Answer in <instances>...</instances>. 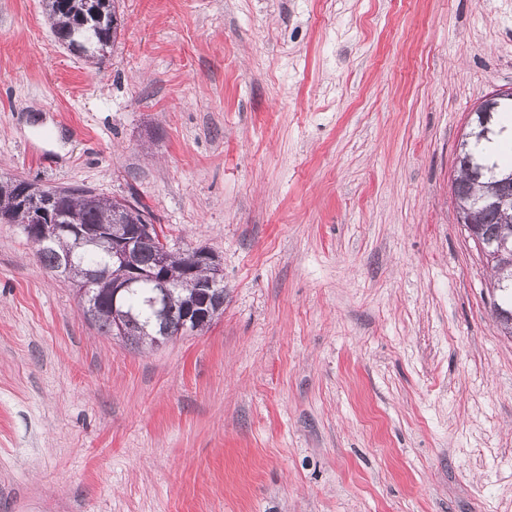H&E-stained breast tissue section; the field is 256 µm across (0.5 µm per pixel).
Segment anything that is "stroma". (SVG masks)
<instances>
[{
	"label": "stroma",
	"mask_w": 512,
	"mask_h": 512,
	"mask_svg": "<svg viewBox=\"0 0 512 512\" xmlns=\"http://www.w3.org/2000/svg\"><path fill=\"white\" fill-rule=\"evenodd\" d=\"M0 0V174L139 200L224 271L134 349L0 223V512H512V338L457 146L512 0ZM45 11L54 34L59 42L80 48L88 57L101 54L117 36L118 24H115L116 11L114 0H44ZM95 2L99 9L98 17L91 16ZM88 4L90 6L88 7ZM90 53V54H88Z\"/></svg>",
	"instance_id": "stroma-1"
}]
</instances>
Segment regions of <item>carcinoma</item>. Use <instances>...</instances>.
<instances>
[{
    "mask_svg": "<svg viewBox=\"0 0 512 512\" xmlns=\"http://www.w3.org/2000/svg\"><path fill=\"white\" fill-rule=\"evenodd\" d=\"M45 11L54 34L59 42L69 48L77 46L80 52L90 57L105 51L114 43L118 25L114 23L116 11L114 0H44ZM508 112L512 114V100L495 99L485 102L475 113L474 127L462 142L458 157L459 171L453 182V191L461 204L470 211L484 245L492 256L491 269L494 272L493 288L498 291L499 301L493 308L504 328H509L512 319V250L499 249L500 240L512 235V155L503 153L505 164L485 154L479 145L493 140L495 116ZM54 204L51 214L62 217L63 224H135L150 218L147 207L135 202L126 211L119 203L91 190L80 188L54 189ZM13 193L0 192V223L24 226L28 217L12 203ZM39 261L50 271L55 270L61 257L71 254L74 264L68 281L79 291L80 303L94 309L88 322L107 336L113 335L115 323L112 309V294L109 283L92 278L97 271L112 268V254L105 245L84 246L75 237L61 234L56 243L36 248ZM169 272L179 284L180 296L176 300L194 295L196 282L207 276L203 270L193 271L188 255L173 251L167 257ZM165 307L161 289L150 281L126 293L122 312L132 316L141 327L148 330L145 335L129 333L123 341L134 346H152L150 334L165 331L172 338L179 334V320L159 319L157 312Z\"/></svg>",
    "mask_w": 512,
    "mask_h": 512,
    "instance_id": "obj_1",
    "label": "carcinoma"
}]
</instances>
